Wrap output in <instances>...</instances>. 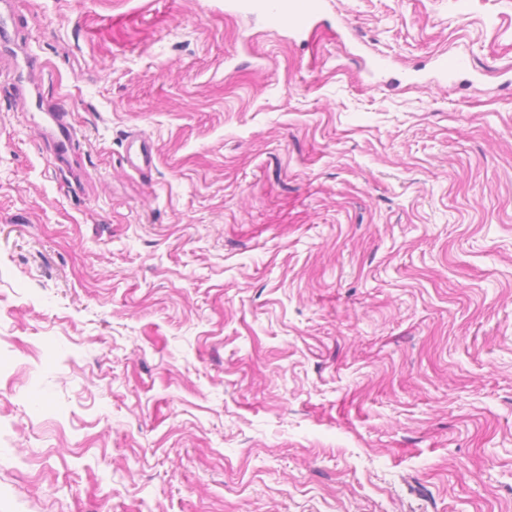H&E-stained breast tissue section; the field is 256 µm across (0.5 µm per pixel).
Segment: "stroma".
<instances>
[{
  "label": "stroma",
  "mask_w": 512,
  "mask_h": 512,
  "mask_svg": "<svg viewBox=\"0 0 512 512\" xmlns=\"http://www.w3.org/2000/svg\"><path fill=\"white\" fill-rule=\"evenodd\" d=\"M224 2L13 0L0 512H512V0ZM10 1H3L4 5V13H1V21H0V48L5 51L4 54H1L2 63L4 60H8L9 65L5 68L2 64V71L7 69L12 74V84L18 91H23L27 84H31L35 77V65L34 61L30 56L25 55V64H26V75L22 72L18 71V67L16 64L17 59V51L14 47H18V39L17 32L15 27L12 25L10 28L6 19L5 12L7 11V7ZM229 2H231L233 8L247 13L261 8L275 20V23L289 14L293 17L295 26L309 25L323 9L322 0L302 1L305 3L301 10L297 9L295 2L288 3L286 0H237ZM40 107L49 118L46 132L42 134L46 138L49 135L52 140L59 144L54 160L59 167H68L70 165L69 144L74 134L73 126L68 119L69 114L53 101H42Z\"/></svg>",
  "instance_id": "obj_1"
}]
</instances>
